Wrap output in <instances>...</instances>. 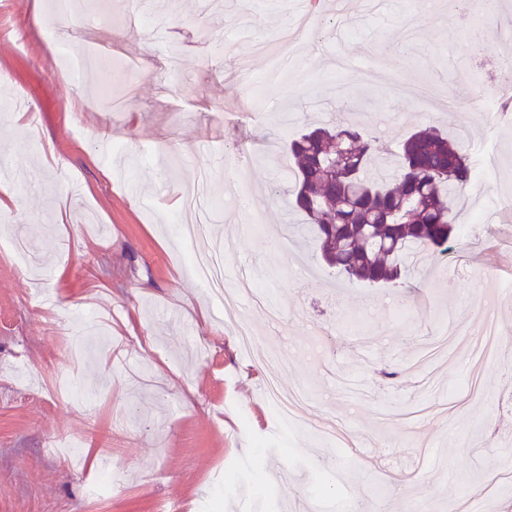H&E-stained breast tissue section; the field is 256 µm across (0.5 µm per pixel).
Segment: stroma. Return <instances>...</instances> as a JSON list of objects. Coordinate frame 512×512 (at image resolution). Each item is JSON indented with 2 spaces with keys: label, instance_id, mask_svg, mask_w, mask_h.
Here are the masks:
<instances>
[{
  "label": "stroma",
  "instance_id": "obj_1",
  "mask_svg": "<svg viewBox=\"0 0 512 512\" xmlns=\"http://www.w3.org/2000/svg\"><path fill=\"white\" fill-rule=\"evenodd\" d=\"M425 3L325 0L333 29L300 37L272 83L256 46L303 0H132L113 19L75 0H41L38 16L32 0H0V185L18 191L0 221V512H161L173 500L340 512L353 498L381 512H512V122L393 94H491V59L512 52L499 25L512 0L495 16L471 0L464 19L453 0ZM341 58L370 73L346 86L352 113L331 90ZM18 100L33 124L16 121ZM445 116L498 171L461 199L468 236L409 287L343 281L295 240L291 199L273 188L307 125L358 121L392 150ZM188 212L209 227L234 307L191 274L175 223ZM244 275L263 302L238 291ZM482 309L502 328L496 364L474 367L455 347L422 361L440 330ZM272 376L304 390L302 421L332 433L283 423Z\"/></svg>",
  "mask_w": 512,
  "mask_h": 512
}]
</instances>
